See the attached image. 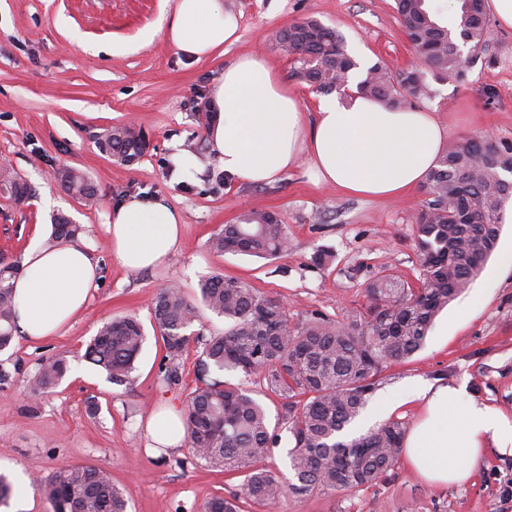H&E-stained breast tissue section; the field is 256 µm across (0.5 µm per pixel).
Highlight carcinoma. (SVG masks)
<instances>
[{"mask_svg": "<svg viewBox=\"0 0 512 512\" xmlns=\"http://www.w3.org/2000/svg\"><path fill=\"white\" fill-rule=\"evenodd\" d=\"M395 9L414 50L425 65L395 69L380 60L370 65L358 89L395 107L430 98L429 80L462 81L478 64H491L490 27L484 0H456L450 22L438 21L427 0H395ZM278 47L293 59L292 76L320 95L342 93L358 67L343 36L315 19L280 29ZM99 151L129 165L146 151L145 136L128 126L96 135ZM512 144L462 137L448 145L424 183L414 242L419 267L416 283L386 268L366 287L368 305L341 316L314 311L301 320L282 300L249 283L212 274L201 280V300L228 322L224 334L205 337L191 331L196 307L181 286L168 285L152 299L151 313L165 354L159 371L173 383L190 342L203 345L197 366L200 385L189 394L184 415L193 457L207 467L242 473L243 491L253 503L269 506L286 492L316 489L349 491L371 485L397 463L405 423L388 420L358 436L347 433L383 382L394 362L410 359L425 344L435 318L467 287L497 246L498 207L512 195ZM57 183L86 202L98 199L96 185L73 167L56 170ZM83 228L59 214L48 249L78 240ZM217 254L234 252L260 258L288 250V227L276 212L251 209L209 237ZM19 265L0 261V350L16 327L13 280ZM145 342L139 320L115 316L98 328L86 357L118 386L133 382ZM259 379L290 399L286 420L294 446L288 451L291 476L256 466L276 444L263 406L251 392L224 381V372ZM68 372L63 357H52L30 379L36 397L55 388ZM46 492L52 512H127L112 478L90 466H66L50 476ZM205 512H238L236 501L215 497Z\"/></svg>", "mask_w": 512, "mask_h": 512, "instance_id": "cac0c4a2", "label": "carcinoma"}]
</instances>
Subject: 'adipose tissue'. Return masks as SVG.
Instances as JSON below:
<instances>
[{
	"mask_svg": "<svg viewBox=\"0 0 512 512\" xmlns=\"http://www.w3.org/2000/svg\"><path fill=\"white\" fill-rule=\"evenodd\" d=\"M165 39L200 61L238 39V24L222 0H173L159 26ZM214 118L211 151L226 175L253 184L275 180L307 158L316 183L366 198H395L425 181L448 132L434 113L392 108L350 91L323 98L306 121L298 93L256 56L225 67L210 88ZM182 215L159 197L132 198L106 224L114 263L136 271L168 262L182 236ZM14 282L15 323L22 336L42 340L62 331L84 308L98 267L86 250L67 244L33 249ZM455 388L421 387L423 415L409 433L404 455L428 483L470 481L488 449L512 455V418L499 408L470 402L458 407ZM155 445L176 448L186 439L181 412L168 408L145 425Z\"/></svg>",
	"mask_w": 512,
	"mask_h": 512,
	"instance_id": "ef3b65f1",
	"label": "adipose tissue"
}]
</instances>
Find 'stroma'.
<instances>
[{
    "label": "stroma",
    "instance_id": "stroma-1",
    "mask_svg": "<svg viewBox=\"0 0 512 512\" xmlns=\"http://www.w3.org/2000/svg\"><path fill=\"white\" fill-rule=\"evenodd\" d=\"M393 0H224L238 20L239 39L223 55L186 58L153 28L171 0H0V165L32 188L15 200L0 184V257L23 263L42 245L53 218L65 214L82 224L84 246L100 271L85 309L58 335L33 342L15 335L0 351V473L30 480L24 509L52 512L44 490L59 468L89 465L105 471L123 493L128 512H203L216 496L239 495L241 512H512V456L489 452L473 479L461 486L433 487L399 460L377 483L351 491L285 494L261 507L242 498L243 479L195 460L188 446L149 449L144 426L160 407L185 409L198 383L202 351L190 344L178 384L163 382L158 367L163 342L153 327L150 301L165 285H182L199 300L198 283L222 273L282 298L293 318L314 311L331 315L365 304L367 280L387 267L418 277L412 217L425 198L413 189L394 199L367 200L315 184L307 159L270 185L225 180L209 151L208 123L201 110L213 80L243 55L273 65L283 83L299 92L303 109L315 112L318 96L292 76V61L277 48L275 34L288 24L314 18L336 28L351 55L407 64L414 49L392 8ZM496 61L475 67L466 80L434 84L423 109L447 127L449 140L491 138L512 144V29L491 23ZM135 122L149 147L139 161L122 165L101 154L95 134ZM206 159L202 173L176 165L182 152ZM70 166L97 186L94 206L68 194L54 178ZM162 197L183 216L176 254L151 272L115 265L105 225L126 198ZM265 208L288 226L287 253L260 259L212 253L207 241L240 212ZM333 263L315 265L320 250ZM512 223L481 273L436 319L425 346L409 361L394 363L388 378L360 415L358 431L394 418L413 425L420 413L413 392L427 384L458 388V406L476 400L512 414ZM137 317L147 336L133 384L118 386L85 358L90 339L105 320ZM66 357L69 370L39 400L27 381L49 358ZM262 404L278 444L262 460L276 474L288 471L294 445L287 429V401L265 385H249Z\"/></svg>",
    "mask_w": 512,
    "mask_h": 512
}]
</instances>
